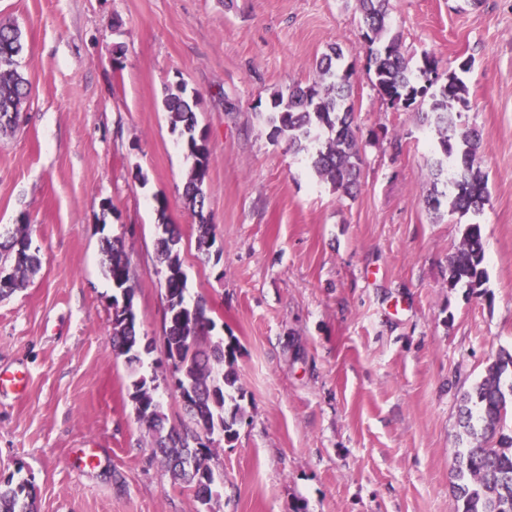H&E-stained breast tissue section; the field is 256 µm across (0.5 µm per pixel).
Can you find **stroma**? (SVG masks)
I'll list each match as a JSON object with an SVG mask.
<instances>
[{
  "instance_id": "35a3bbf8",
  "label": "stroma",
  "mask_w": 512,
  "mask_h": 512,
  "mask_svg": "<svg viewBox=\"0 0 512 512\" xmlns=\"http://www.w3.org/2000/svg\"><path fill=\"white\" fill-rule=\"evenodd\" d=\"M405 54L469 61L470 125L490 200L480 295L448 286L465 221L429 210L432 129L366 72L354 0H0L19 26L31 95L0 133V234L29 224L41 269L0 300V477L31 480L38 512H453L459 400L512 353V0H391ZM340 44L354 67L360 191L338 199L261 114ZM199 92L212 164L210 253L183 186L190 162L161 104ZM178 225L187 303L212 338H237L244 418L210 465V505L174 485L133 411L134 374L182 416L164 355L157 202ZM122 237L140 333L138 370L110 344L114 290L102 235ZM28 377L23 370L0 369V397L14 395L21 396L27 389Z\"/></svg>"
}]
</instances>
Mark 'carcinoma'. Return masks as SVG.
<instances>
[{
    "instance_id": "obj_1",
    "label": "carcinoma",
    "mask_w": 512,
    "mask_h": 512,
    "mask_svg": "<svg viewBox=\"0 0 512 512\" xmlns=\"http://www.w3.org/2000/svg\"><path fill=\"white\" fill-rule=\"evenodd\" d=\"M361 15V38L371 66L372 86L388 103L410 108L430 99L425 118L433 127L432 174L446 187L443 197L449 212L464 216L479 214L489 203L488 176L482 170L484 142L475 127H462L456 104L467 106L468 87L463 74L470 70L464 61L458 70L443 76L436 57L425 54L421 65L412 67L403 52L400 35L392 31L390 0H356ZM23 50L22 33L12 25H0V131L12 129L11 113H22L29 97V81L18 71L17 57ZM353 67L343 64V52L334 44L315 63V79L294 84L288 94L275 91L265 124L274 139L285 138L305 155L310 168L330 182L340 198L355 196L361 177L362 143L354 125L350 105ZM198 94L187 93L185 84L166 88L162 104L171 129L178 133L192 166L183 197L199 218L198 249L214 241L213 226L204 215L205 186L211 154L207 136L199 131L195 108ZM158 258L164 265V288L168 303L165 351L171 378L186 393L181 400L185 420L168 425L156 397V387L144 376L133 380L129 397L137 422L152 438L154 453L173 483L195 493L204 505L212 499L215 481L210 466L215 446L231 443L243 419L238 399L244 397L236 368L238 342L231 338L213 340V320L206 302L185 301L187 278L182 268L181 233L167 221L166 204L158 201ZM29 225L18 224L0 241V257L12 261V270L0 274V299L22 288L40 266L37 252L27 247ZM106 276L121 292L113 297L112 350L128 365L141 362V351H149L137 328L134 311L133 273L120 237H101ZM485 247L479 224H467L457 251L450 257L448 287L482 293L486 283ZM512 403V354L499 356L485 375L462 395L460 426L468 441L454 453L451 471L454 512H512V434L504 432L508 404ZM0 512H37L29 482L9 476L0 480Z\"/></svg>"
}]
</instances>
